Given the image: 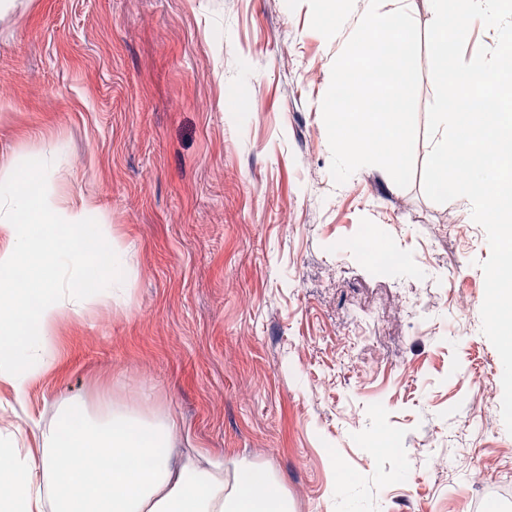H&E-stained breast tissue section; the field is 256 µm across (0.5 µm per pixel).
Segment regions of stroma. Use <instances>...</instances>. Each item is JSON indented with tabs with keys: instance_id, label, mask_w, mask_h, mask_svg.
<instances>
[{
	"instance_id": "obj_1",
	"label": "stroma",
	"mask_w": 512,
	"mask_h": 512,
	"mask_svg": "<svg viewBox=\"0 0 512 512\" xmlns=\"http://www.w3.org/2000/svg\"><path fill=\"white\" fill-rule=\"evenodd\" d=\"M15 2L0 166L63 145L64 191L109 213L136 271L130 305L59 323L30 413L150 404L174 455L251 461L294 512H512L486 233L422 185L427 52L411 184L366 166L339 185L321 108L336 45L305 2ZM366 227L415 264L351 249Z\"/></svg>"
}]
</instances>
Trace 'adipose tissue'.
Here are the masks:
<instances>
[{"label": "adipose tissue", "instance_id": "obj_1", "mask_svg": "<svg viewBox=\"0 0 512 512\" xmlns=\"http://www.w3.org/2000/svg\"><path fill=\"white\" fill-rule=\"evenodd\" d=\"M63 150L0 170V382L23 401L58 357L55 327L130 297L125 242L103 213L64 193ZM176 423L79 397L36 427L37 452L0 429V512H291L265 469L187 456L173 460Z\"/></svg>", "mask_w": 512, "mask_h": 512}]
</instances>
